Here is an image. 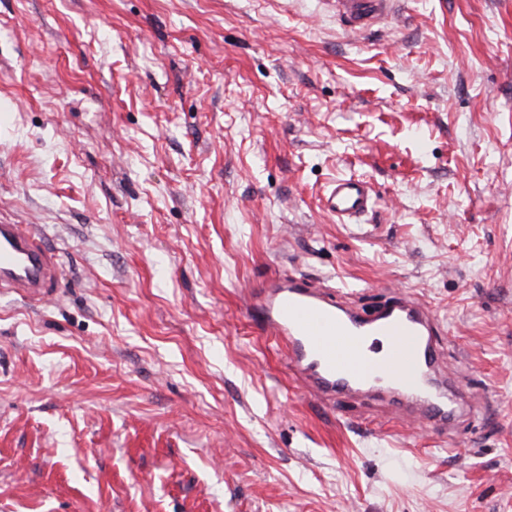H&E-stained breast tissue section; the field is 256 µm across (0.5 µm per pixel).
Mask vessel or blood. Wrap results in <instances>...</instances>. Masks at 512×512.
Returning <instances> with one entry per match:
<instances>
[{
	"label": "vessel or blood",
	"mask_w": 512,
	"mask_h": 512,
	"mask_svg": "<svg viewBox=\"0 0 512 512\" xmlns=\"http://www.w3.org/2000/svg\"><path fill=\"white\" fill-rule=\"evenodd\" d=\"M352 33L385 22L396 0H327ZM365 183L341 178L325 195L326 209L348 222L372 208ZM60 258L25 224H0V288L40 302L51 298ZM249 314L266 334L284 343L288 362L304 386L336 399L379 389L406 402L439 433L457 417L441 372L435 338L440 324L415 294L394 292L377 312L364 315L319 282L288 275L253 288Z\"/></svg>",
	"instance_id": "1"
}]
</instances>
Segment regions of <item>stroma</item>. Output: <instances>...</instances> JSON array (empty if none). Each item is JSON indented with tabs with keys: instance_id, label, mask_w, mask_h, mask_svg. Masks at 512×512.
<instances>
[{
	"instance_id": "35a3bbf8",
	"label": "stroma",
	"mask_w": 512,
	"mask_h": 512,
	"mask_svg": "<svg viewBox=\"0 0 512 512\" xmlns=\"http://www.w3.org/2000/svg\"><path fill=\"white\" fill-rule=\"evenodd\" d=\"M340 177L373 209L338 223ZM0 512H512V0H0ZM276 274L417 294L485 394L445 436L310 396L246 311ZM351 33H360L385 22L395 11L396 0H326ZM59 255L27 224H0V288L32 302L54 295Z\"/></svg>"
}]
</instances>
